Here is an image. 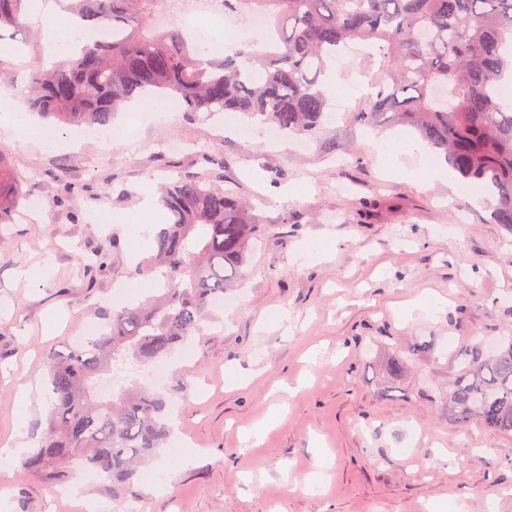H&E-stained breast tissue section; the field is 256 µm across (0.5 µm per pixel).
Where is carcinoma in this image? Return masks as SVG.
Masks as SVG:
<instances>
[{"instance_id":"1","label":"carcinoma","mask_w":512,"mask_h":512,"mask_svg":"<svg viewBox=\"0 0 512 512\" xmlns=\"http://www.w3.org/2000/svg\"><path fill=\"white\" fill-rule=\"evenodd\" d=\"M29 0H0L4 31L20 27ZM163 0H69L91 23L83 48L26 76L27 102L58 127L102 126L133 99H174L185 111L212 117L240 112L285 134L313 135L322 126L326 59L352 42L378 50L382 79L366 124L398 117L413 126L458 178L481 185L494 223L512 234V105L499 94L512 83V0H232L248 19L265 17L274 50L243 42L222 58H204L191 32L157 25ZM22 177L0 150V224H11L26 195ZM158 227L139 275L160 294L104 313L103 335L47 359L52 408L38 445L20 460L22 476L52 484L76 475L73 463L128 499L136 464L154 456L173 426L169 403L147 387H128L112 401L93 379L118 360L140 367L171 355L211 319L213 300L242 275L259 236L256 218L236 193L185 170L166 184ZM410 346L390 364L399 376ZM466 366L448 389V415L495 433L512 432V340L464 351Z\"/></svg>"}]
</instances>
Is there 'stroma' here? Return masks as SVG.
<instances>
[{"label":"stroma","mask_w":512,"mask_h":512,"mask_svg":"<svg viewBox=\"0 0 512 512\" xmlns=\"http://www.w3.org/2000/svg\"><path fill=\"white\" fill-rule=\"evenodd\" d=\"M379 76L375 55L353 50L330 63L328 117L305 152L298 136L270 137L239 113L181 109L132 136L116 116L108 147L67 129L49 152L14 140L0 112V149L43 200L0 228L6 512L111 502L100 483L77 500L21 477L20 455L36 446L49 407L46 359L120 307L117 289L137 279L126 226L145 192L214 152L224 157V188L251 203L261 239L236 306L168 360L158 389L173 404L174 433L142 466L136 499L148 512H512V433L460 427L446 403L471 338H512V235L476 187L423 176L419 155L400 153L399 173L387 170L382 145L419 136L390 121L361 125ZM172 141L180 152L167 150ZM103 246L107 265L87 278L79 260ZM38 266L44 276L21 279ZM438 296L443 304L418 308ZM417 341L430 352L390 377L392 357ZM421 390L433 401L417 399ZM259 425L261 440L243 444Z\"/></svg>","instance_id":"1"}]
</instances>
